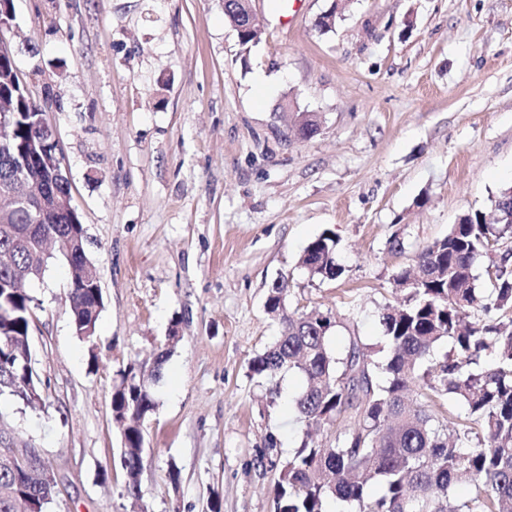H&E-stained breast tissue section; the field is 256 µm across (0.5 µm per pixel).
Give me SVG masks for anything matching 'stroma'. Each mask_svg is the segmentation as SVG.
I'll return each instance as SVG.
<instances>
[{
	"label": "stroma",
	"mask_w": 512,
	"mask_h": 512,
	"mask_svg": "<svg viewBox=\"0 0 512 512\" xmlns=\"http://www.w3.org/2000/svg\"><path fill=\"white\" fill-rule=\"evenodd\" d=\"M331 3L252 0L265 34L247 48L222 0H14L5 38L59 142L105 304L87 344L66 264L29 287L44 404L0 410L58 477L49 512H210L215 498L273 512L260 453L272 435L288 456L303 427L301 377L283 374L271 407L249 371L279 334L271 283L288 276L290 310L332 317L334 351L354 336L384 348L393 273L512 186V0H342L320 30ZM289 101L319 115L316 135L295 137ZM326 231L345 271L313 280L300 257ZM172 335L136 503L112 387Z\"/></svg>",
	"instance_id": "stroma-1"
}]
</instances>
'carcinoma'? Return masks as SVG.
<instances>
[{
	"instance_id": "obj_1",
	"label": "carcinoma",
	"mask_w": 512,
	"mask_h": 512,
	"mask_svg": "<svg viewBox=\"0 0 512 512\" xmlns=\"http://www.w3.org/2000/svg\"><path fill=\"white\" fill-rule=\"evenodd\" d=\"M14 60H0V113H7L9 134L0 139V194L30 179L41 161L36 151L51 150L53 131L33 98L13 90ZM302 120L303 138L314 136L319 117ZM49 192L57 209L21 204L0 222V399L34 407L44 401L42 381L32 365L29 337L35 299L27 285L35 271L62 260L70 272V322L79 339L97 336L103 296L100 281L82 255L63 256L83 224L72 205L67 182ZM23 235L19 241L16 235ZM512 187L497 197L494 210L468 212L448 235L414 255L413 265L392 274L403 293L395 307L379 316L388 350L379 362L370 344L350 339L341 353L328 342L335 326L323 313H298L286 305L288 277L274 280L265 308L279 318L280 334L249 362L252 375L273 385L282 372L299 373L304 386L294 398L306 427L336 428L334 438L318 444L307 434L285 459L272 458L269 439L261 460L275 472L274 512H329L346 503L352 512H512ZM340 240L324 232L309 242L300 264L309 278L335 280ZM487 258V291L476 288L474 265ZM450 351L440 354L443 341ZM170 348L164 346L150 366L131 364L112 388V418L121 424L120 463L125 492L140 500L139 474L144 443L142 423L157 407L154 386L163 374ZM453 397L464 418L444 420L438 402ZM467 485L458 498L454 489ZM55 487L42 478L22 479L0 465V512H16L18 493L30 512H48Z\"/></svg>"
}]
</instances>
